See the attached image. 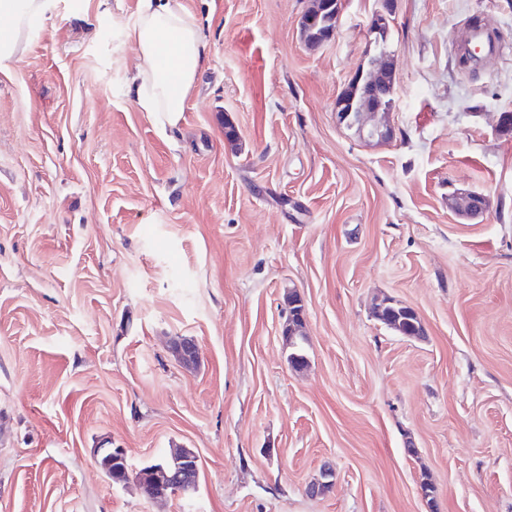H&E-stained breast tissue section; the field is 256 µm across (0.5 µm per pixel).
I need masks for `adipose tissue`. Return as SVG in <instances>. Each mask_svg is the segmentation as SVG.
Masks as SVG:
<instances>
[{"label":"adipose tissue","instance_id":"ef3b65f1","mask_svg":"<svg viewBox=\"0 0 512 512\" xmlns=\"http://www.w3.org/2000/svg\"><path fill=\"white\" fill-rule=\"evenodd\" d=\"M50 0H0V68L19 61L31 21L43 19ZM138 52L127 92L159 126L180 121L205 63L201 29L180 0H138L126 29Z\"/></svg>","mask_w":512,"mask_h":512}]
</instances>
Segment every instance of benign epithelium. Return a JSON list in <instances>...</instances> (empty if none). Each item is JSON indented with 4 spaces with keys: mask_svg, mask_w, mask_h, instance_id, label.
<instances>
[{
    "mask_svg": "<svg viewBox=\"0 0 512 512\" xmlns=\"http://www.w3.org/2000/svg\"><path fill=\"white\" fill-rule=\"evenodd\" d=\"M339 14L340 0H314V4L304 13L300 21L303 36L317 44L330 41L337 34ZM353 80L356 84L362 85L364 92L362 103L358 108L353 109L347 106L344 99H338L336 121L340 124L358 126L359 133L369 140L390 138L393 130L389 125L380 123L369 125L367 116L391 110L392 105L384 103L385 97L394 93L391 71L373 61L368 69H359L354 74ZM458 209L468 218H479L489 212L490 199L476 191L463 193L459 197ZM305 323V308L301 307L286 315L282 335L286 338L295 335ZM172 349L186 366L194 365L199 359L198 345L192 339L181 338L174 342ZM333 477L332 470H323L320 478L309 485L308 492L312 495L328 493V489L333 485ZM146 481L154 485L152 494L148 496L150 500L195 491L199 483L197 454L188 448L172 453L139 473V486H144Z\"/></svg>",
    "mask_w": 512,
    "mask_h": 512,
    "instance_id": "7a95c632",
    "label": "benign epithelium"
}]
</instances>
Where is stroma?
<instances>
[{
  "mask_svg": "<svg viewBox=\"0 0 512 512\" xmlns=\"http://www.w3.org/2000/svg\"><path fill=\"white\" fill-rule=\"evenodd\" d=\"M181 2L207 62L175 127L126 92L137 0H55L0 71V512H512V0H392L383 143L335 114L381 0H341L316 48L310 0ZM477 18L501 53L466 68ZM179 447L198 487L159 502L94 456ZM458 209L467 218L483 217L489 212L490 199L483 193L470 191L458 198Z\"/></svg>",
  "mask_w": 512,
  "mask_h": 512,
  "instance_id": "35a3bbf8",
  "label": "stroma"
}]
</instances>
